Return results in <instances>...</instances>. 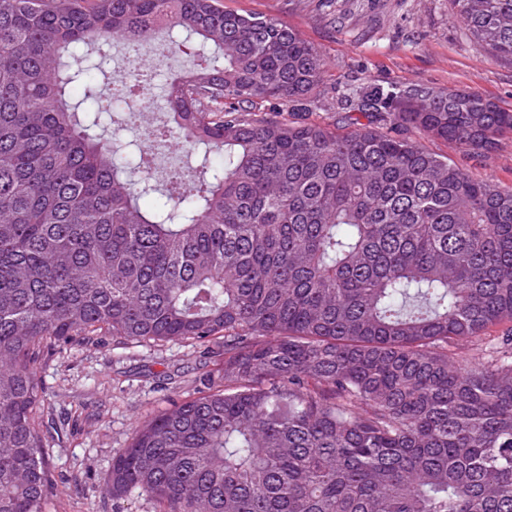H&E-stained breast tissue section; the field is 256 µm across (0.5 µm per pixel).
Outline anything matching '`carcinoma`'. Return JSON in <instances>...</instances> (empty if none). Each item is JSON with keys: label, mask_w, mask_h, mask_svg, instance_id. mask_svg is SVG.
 <instances>
[{"label": "carcinoma", "mask_w": 512, "mask_h": 512, "mask_svg": "<svg viewBox=\"0 0 512 512\" xmlns=\"http://www.w3.org/2000/svg\"><path fill=\"white\" fill-rule=\"evenodd\" d=\"M512 62V0H452ZM192 52L169 120L108 131L144 89L87 49ZM324 59L223 0H0V512H45L57 479L38 365L112 336L224 339V387L136 426L114 496L158 512H512V344L448 348L512 322V190L408 132L488 153L512 110L427 84L317 96ZM81 84L71 98L68 88ZM339 127L298 118L317 109ZM198 179L151 182L152 141Z\"/></svg>", "instance_id": "carcinoma-1"}]
</instances>
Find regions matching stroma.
<instances>
[{"mask_svg":"<svg viewBox=\"0 0 512 512\" xmlns=\"http://www.w3.org/2000/svg\"><path fill=\"white\" fill-rule=\"evenodd\" d=\"M225 9L277 18L317 47L324 88L428 84L465 88L512 109V63L467 33L450 0H224ZM476 178L512 189V141L484 157L424 139ZM224 342L151 344L117 337L58 350L38 368L46 460L58 480L47 512H154L138 492L112 496L113 460L137 423L221 384Z\"/></svg>","mask_w":512,"mask_h":512,"instance_id":"35a3bbf8","label":"stroma"}]
</instances>
